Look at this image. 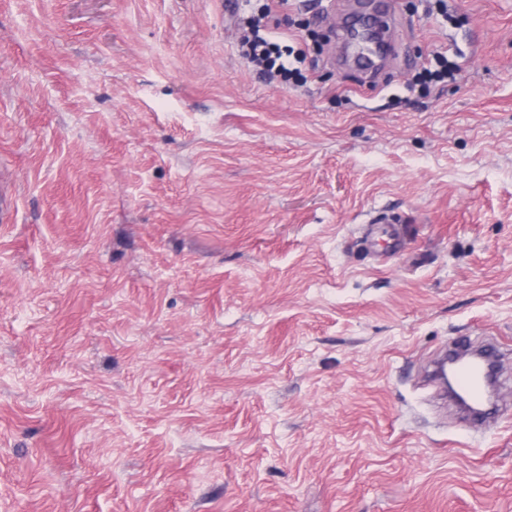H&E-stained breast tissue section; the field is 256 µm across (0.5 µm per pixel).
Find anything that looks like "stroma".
I'll return each instance as SVG.
<instances>
[{"mask_svg": "<svg viewBox=\"0 0 512 512\" xmlns=\"http://www.w3.org/2000/svg\"><path fill=\"white\" fill-rule=\"evenodd\" d=\"M351 2L284 86L233 0H0V512H512L426 380L512 347V0H394L375 84Z\"/></svg>", "mask_w": 512, "mask_h": 512, "instance_id": "obj_1", "label": "stroma"}]
</instances>
